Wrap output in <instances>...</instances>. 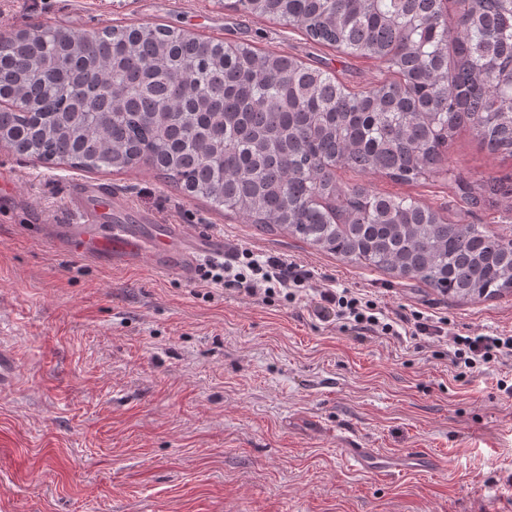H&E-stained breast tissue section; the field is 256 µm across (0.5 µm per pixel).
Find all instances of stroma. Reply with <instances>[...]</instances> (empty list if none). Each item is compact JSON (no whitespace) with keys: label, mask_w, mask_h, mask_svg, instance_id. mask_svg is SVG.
<instances>
[{"label":"stroma","mask_w":512,"mask_h":512,"mask_svg":"<svg viewBox=\"0 0 512 512\" xmlns=\"http://www.w3.org/2000/svg\"><path fill=\"white\" fill-rule=\"evenodd\" d=\"M232 0H0V32L162 23L247 42L329 70L354 89L384 76ZM446 170L414 185L367 176L459 224L512 229V201L463 202L457 179L512 174V158L462 128ZM0 512H512V399L506 367L457 379L452 339L512 334V294L481 301L344 263L285 234L189 200L148 166L82 172L0 149ZM104 185L117 224H185L255 255L314 272L316 288H353L387 312L448 322L439 341L359 337L318 320L309 296L277 306L162 275L119 269L44 241L68 224L73 183ZM425 451L428 471L378 473L345 449Z\"/></svg>","instance_id":"35a3bbf8"}]
</instances>
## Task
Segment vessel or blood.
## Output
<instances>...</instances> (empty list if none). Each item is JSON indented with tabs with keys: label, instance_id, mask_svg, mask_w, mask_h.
<instances>
[{
	"label": "vessel or blood",
	"instance_id": "obj_1",
	"mask_svg": "<svg viewBox=\"0 0 512 512\" xmlns=\"http://www.w3.org/2000/svg\"><path fill=\"white\" fill-rule=\"evenodd\" d=\"M74 220L69 224L49 225L45 238L59 248L112 266L135 267L149 260L156 272L184 279L196 273L199 257L224 253V238L218 234L201 235L181 224H112V193L99 186L77 185L71 188ZM345 454L359 466L377 472H389L426 464L434 457L420 452L391 460L380 457L371 448H349Z\"/></svg>",
	"mask_w": 512,
	"mask_h": 512
}]
</instances>
